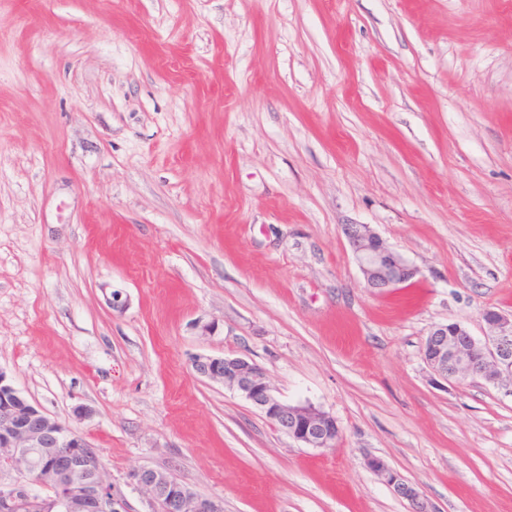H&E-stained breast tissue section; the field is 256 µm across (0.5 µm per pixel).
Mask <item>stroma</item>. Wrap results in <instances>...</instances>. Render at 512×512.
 <instances>
[{"label":"stroma","instance_id":"obj_1","mask_svg":"<svg viewBox=\"0 0 512 512\" xmlns=\"http://www.w3.org/2000/svg\"><path fill=\"white\" fill-rule=\"evenodd\" d=\"M355 224L408 287L367 288ZM488 307L512 313V0H0V368L133 512L142 467L224 512H413L370 454L430 512H512V389L422 357ZM198 355L258 364L336 447ZM195 372L239 391L282 432L312 448L336 446V419L310 404L285 403L273 394L264 371L239 357L199 355L193 361ZM365 466L370 471L385 477L387 483L403 498L412 502L416 508L413 512H429L422 502L419 501L418 491L405 479L389 466L387 461L379 456H368L365 459Z\"/></svg>","mask_w":512,"mask_h":512}]
</instances>
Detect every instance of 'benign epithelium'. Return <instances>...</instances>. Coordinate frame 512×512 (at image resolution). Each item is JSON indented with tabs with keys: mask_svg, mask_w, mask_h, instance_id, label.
I'll return each mask as SVG.
<instances>
[{
	"mask_svg": "<svg viewBox=\"0 0 512 512\" xmlns=\"http://www.w3.org/2000/svg\"><path fill=\"white\" fill-rule=\"evenodd\" d=\"M350 245L368 287L386 291L408 285L416 275L398 254L387 248L367 225L348 228ZM483 320L493 335L477 340L458 323L439 325L422 347L424 361L444 380L483 378L512 384V317L488 307ZM195 372L239 391L282 432L312 448L336 446V419L310 404L285 403L273 394L264 371L239 357L199 355ZM40 450L42 463L30 459L29 449ZM365 466L385 477L414 512H428L418 491L379 456H368ZM0 469L17 477L0 481V512H131L127 500L114 493L105 478L99 456L85 438L28 400L0 369ZM132 484L145 496L147 512H224L223 502L203 497L179 482L172 473L143 467L131 474ZM54 492L37 498L30 486Z\"/></svg>",
	"mask_w": 512,
	"mask_h": 512,
	"instance_id": "1",
	"label": "benign epithelium"
}]
</instances>
